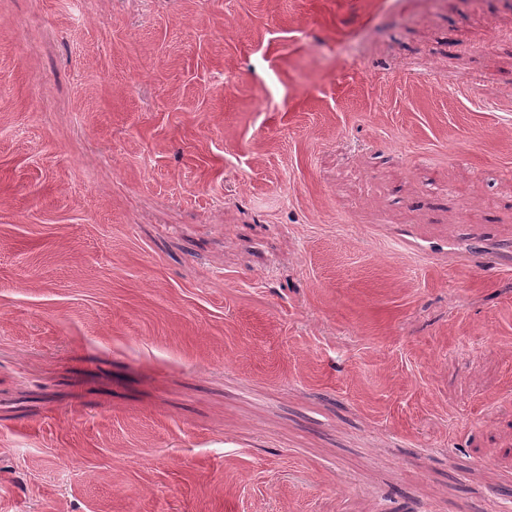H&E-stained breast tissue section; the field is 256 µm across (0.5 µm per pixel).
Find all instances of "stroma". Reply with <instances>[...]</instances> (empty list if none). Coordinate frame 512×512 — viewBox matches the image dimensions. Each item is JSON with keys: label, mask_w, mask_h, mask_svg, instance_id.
Returning a JSON list of instances; mask_svg holds the SVG:
<instances>
[{"label": "stroma", "mask_w": 512, "mask_h": 512, "mask_svg": "<svg viewBox=\"0 0 512 512\" xmlns=\"http://www.w3.org/2000/svg\"><path fill=\"white\" fill-rule=\"evenodd\" d=\"M512 0H0V512H512Z\"/></svg>", "instance_id": "obj_1"}]
</instances>
